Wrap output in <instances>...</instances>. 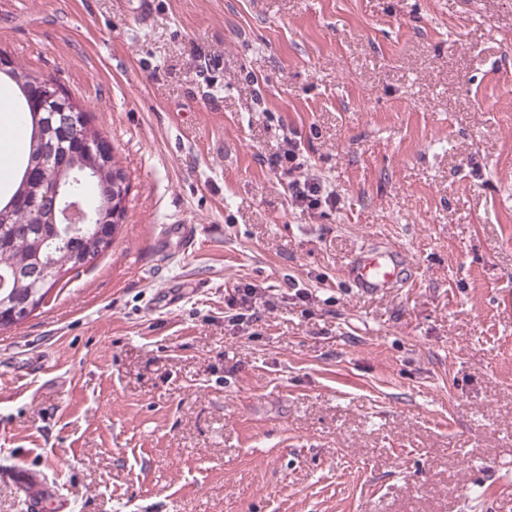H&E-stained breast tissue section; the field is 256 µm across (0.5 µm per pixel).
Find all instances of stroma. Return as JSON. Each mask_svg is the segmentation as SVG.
Returning <instances> with one entry per match:
<instances>
[{
	"mask_svg": "<svg viewBox=\"0 0 512 512\" xmlns=\"http://www.w3.org/2000/svg\"><path fill=\"white\" fill-rule=\"evenodd\" d=\"M0 51L129 179L0 329V512H512V0H0ZM286 143L285 148L272 155L269 164L291 178L288 190L292 204L307 212L324 206L335 207L338 201L336 193L327 191L317 179L304 176V163L299 158L296 144L292 143V139L288 142V138ZM121 207V204L119 203L115 213L119 210ZM125 212V205L123 203L122 207L120 208L118 214L114 217V213H112V221H107L104 224H102V233L103 237L95 238L92 242L90 247L87 248V252L92 248L93 250V257L98 258L103 252H105L110 245L112 244V239L115 234L116 229L119 226L120 221L123 219ZM101 243V246L99 247V244ZM351 268L354 283L364 294L394 288L401 279V268L389 255L365 252L356 256Z\"/></svg>",
	"mask_w": 512,
	"mask_h": 512,
	"instance_id": "obj_1",
	"label": "stroma"
}]
</instances>
